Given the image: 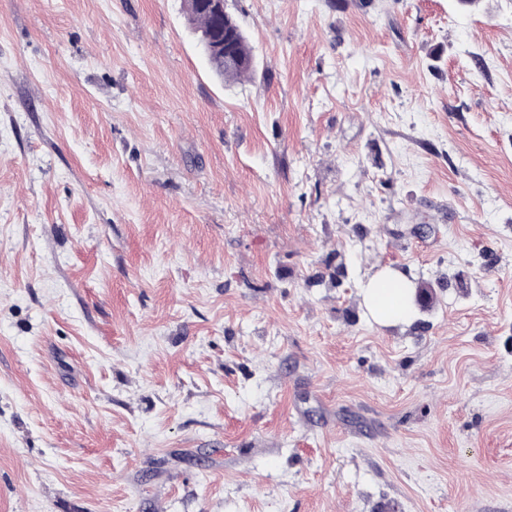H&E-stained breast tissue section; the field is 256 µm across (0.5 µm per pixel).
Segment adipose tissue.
Segmentation results:
<instances>
[{"label":"adipose tissue","instance_id":"obj_1","mask_svg":"<svg viewBox=\"0 0 512 512\" xmlns=\"http://www.w3.org/2000/svg\"><path fill=\"white\" fill-rule=\"evenodd\" d=\"M410 293L411 286L400 272L383 268L373 273L364 286V307L376 324H404L411 317Z\"/></svg>","mask_w":512,"mask_h":512}]
</instances>
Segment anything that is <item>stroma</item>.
I'll return each mask as SVG.
<instances>
[{
    "label": "stroma",
    "mask_w": 512,
    "mask_h": 512,
    "mask_svg": "<svg viewBox=\"0 0 512 512\" xmlns=\"http://www.w3.org/2000/svg\"><path fill=\"white\" fill-rule=\"evenodd\" d=\"M224 7L0 0V512H512V0ZM185 10L189 23L195 33L200 32L203 35L213 34L217 27L216 18L208 11L200 8L197 1L185 0ZM203 5L212 10L219 18H224L221 33L231 45L233 51L239 58V63L232 67H223L222 61L211 64L206 57L208 66L213 74L224 81H239L249 78L254 70L252 50L247 38L236 20L228 12L224 15V0H201ZM410 293V283L400 272L383 268L373 273L364 286V307L376 324H404L411 317Z\"/></svg>",
    "instance_id": "obj_1"
}]
</instances>
